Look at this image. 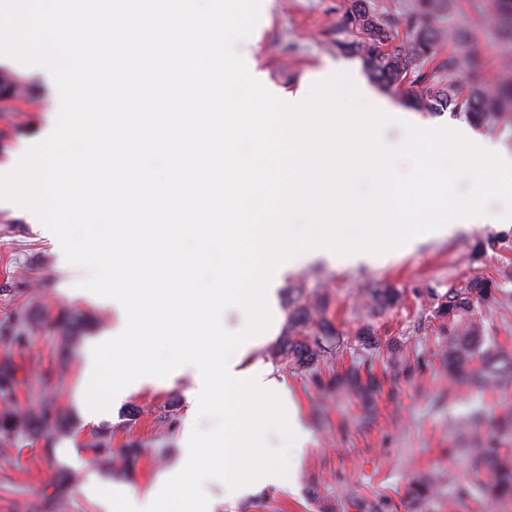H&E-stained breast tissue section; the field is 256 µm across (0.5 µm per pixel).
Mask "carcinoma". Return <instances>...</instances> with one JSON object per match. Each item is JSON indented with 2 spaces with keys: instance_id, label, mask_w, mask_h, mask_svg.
<instances>
[{
  "instance_id": "cac0c4a2",
  "label": "carcinoma",
  "mask_w": 512,
  "mask_h": 512,
  "mask_svg": "<svg viewBox=\"0 0 512 512\" xmlns=\"http://www.w3.org/2000/svg\"><path fill=\"white\" fill-rule=\"evenodd\" d=\"M496 20L495 35L512 44V0H348L336 24L333 44L341 52L358 55L368 75L384 91L407 98L422 112L464 115L477 128L489 129L507 121L512 124V59L501 60L491 76L482 69L487 50L481 34L489 19ZM448 41V49L441 48ZM512 272L498 277L475 276L461 285L452 284L440 293L428 291L424 321L437 323L436 351L447 359L448 382L465 389L497 390L507 402L512 383V352L490 341L484 334L483 314L512 307ZM403 301L395 288L366 289L359 308L360 325L353 339L342 341L331 312L332 293L323 288L288 289L287 328L272 351L273 358L291 369L320 376L326 368L349 354L350 371L336 379L327 392L351 394L364 403L371 401L377 384L374 366L387 349L385 370L393 379L410 378L417 362L416 348L404 336L381 343L375 325ZM52 324L61 333V344L74 339L73 318L59 310ZM36 326L27 311L15 310L0 323V450L22 449L36 441L51 455L57 434L65 430L62 409L55 396L40 395L32 405H16L18 374L24 370L13 350L27 347ZM512 411L494 423L486 437L472 448H452L469 461L470 478L448 493V512L464 499L482 504L512 500ZM96 461L112 464V448L106 436L88 444ZM141 448L129 443L121 452V469L132 475ZM437 478L424 475L407 489L411 500H426L435 494Z\"/></svg>"
}]
</instances>
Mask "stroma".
<instances>
[{
  "instance_id": "35a3bbf8",
  "label": "stroma",
  "mask_w": 512,
  "mask_h": 512,
  "mask_svg": "<svg viewBox=\"0 0 512 512\" xmlns=\"http://www.w3.org/2000/svg\"><path fill=\"white\" fill-rule=\"evenodd\" d=\"M346 4L347 0H262L259 19L241 49L261 74L264 87L285 100L308 93L313 83L341 71L351 75L359 90L383 102L387 111L405 113L409 123L452 129L468 126V119L448 111L432 115L406 107L401 97L369 80L358 56L331 48L329 40ZM0 72L27 86L22 96L0 100V169H5L50 126V110H33L29 104L51 96L53 81L43 68L6 56H0ZM59 253L58 242L44 233L34 214L0 200V322L23 306L39 325L30 346L15 356L27 369L18 403L27 406L40 393L42 368L57 369L53 392L66 414L68 429L55 441L54 458H45L37 443L18 453L0 454V512H42L45 494L51 493L64 469L78 477L68 512H100L85 491L89 477L140 492L181 457L179 433L191 407L190 375L142 387L98 420L83 417L77 390L84 350L89 340L114 323L115 316L105 304L77 293V285L88 279L89 272L80 266L58 269ZM510 263L512 224H475L385 261L350 266L326 261L299 264L283 276L279 296L287 298L289 288L296 285L329 288L335 295L336 327L351 333L358 325L362 289L389 286L403 293L404 304L378 323V334L414 336L428 289L443 292L451 284ZM67 288L74 290V297L64 296ZM61 307L78 319L75 339L66 349L49 325ZM282 334V329H275L271 341L261 345L257 354L286 382L311 441L299 461L290 463V480L284 488L263 487L247 497L228 500L218 484L206 483L208 512H336L340 501L351 495L374 503L378 512H448L449 485L468 479L465 462L451 451L476 438L472 432L451 436L448 420L478 407H494L498 395L449 393L447 374L433 354V345L427 344L417 350L420 366L413 377L385 379L371 405L342 395L328 397L308 373L273 364L270 352ZM134 406L139 414L133 418L129 410ZM99 431L111 436L116 456L128 442L140 444L142 456L132 477H125L120 468L107 469L95 462L88 444ZM432 472L449 475L450 484L440 485L421 508H411L408 483Z\"/></svg>"
}]
</instances>
